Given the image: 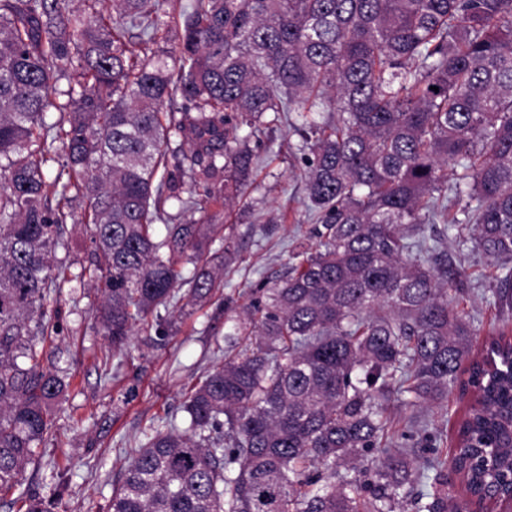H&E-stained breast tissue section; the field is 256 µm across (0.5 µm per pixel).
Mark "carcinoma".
<instances>
[{
  "label": "carcinoma",
  "instance_id": "obj_1",
  "mask_svg": "<svg viewBox=\"0 0 512 512\" xmlns=\"http://www.w3.org/2000/svg\"><path fill=\"white\" fill-rule=\"evenodd\" d=\"M285 120L311 154L317 243L261 299H225L224 361L188 390L184 429L145 434L109 512H470L506 481L512 338L472 354L468 275L430 265L424 225L500 262L512 309V0H0V501L51 512L18 488L68 388L43 359L73 204L116 355L224 287L214 261L240 249L222 211L251 140ZM172 202L199 218L171 223ZM463 371L480 396L458 492L437 450L419 466L389 442L386 403H439Z\"/></svg>",
  "mask_w": 512,
  "mask_h": 512
}]
</instances>
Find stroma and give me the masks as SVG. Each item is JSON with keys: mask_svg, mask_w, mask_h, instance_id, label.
Instances as JSON below:
<instances>
[{"mask_svg": "<svg viewBox=\"0 0 512 512\" xmlns=\"http://www.w3.org/2000/svg\"><path fill=\"white\" fill-rule=\"evenodd\" d=\"M252 148L258 157L255 179L224 221L241 243V259L225 273L223 291L190 313L169 308L163 317L175 322L171 335L162 340L153 330L136 331L121 356H113L94 317L97 291L79 278L90 259L89 235L80 213L68 217L65 259L72 280L50 303L58 315L43 363L65 376L70 387L56 409L54 434L20 478L21 491L55 500L53 512H107L127 450L150 429L182 424L185 390L223 361L224 319L216 308L229 295L242 304L258 298L268 278L287 272L297 243H314L298 135L287 124L272 125ZM435 234L442 240L440 252L467 268L469 292L458 308L475 319L476 350H483L492 331L512 336V312L492 297L493 263L480 253L459 250L453 231L444 225H437ZM466 408L456 393L436 406L393 402L389 412L395 439L416 447L408 420L417 415L434 435L438 452L453 454L457 423Z\"/></svg>", "mask_w": 512, "mask_h": 512, "instance_id": "1", "label": "stroma"}]
</instances>
